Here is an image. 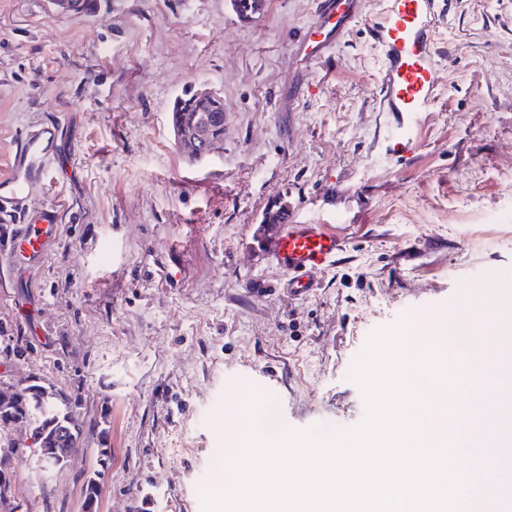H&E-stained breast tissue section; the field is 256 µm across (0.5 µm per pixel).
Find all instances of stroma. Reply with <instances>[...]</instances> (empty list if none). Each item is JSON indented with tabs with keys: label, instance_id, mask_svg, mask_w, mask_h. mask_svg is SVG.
I'll return each mask as SVG.
<instances>
[{
	"label": "stroma",
	"instance_id": "1",
	"mask_svg": "<svg viewBox=\"0 0 512 512\" xmlns=\"http://www.w3.org/2000/svg\"><path fill=\"white\" fill-rule=\"evenodd\" d=\"M97 2L0 0V176L23 135L59 125L19 208L63 210L40 264L0 253V389L51 387L82 431L63 467L14 455L12 504L84 512L92 477L97 512L146 496L150 512H205L235 399L276 397L290 429L359 425L351 372L371 334L452 312L468 282L512 268V0H436L444 81L414 122L378 96L381 0L314 66L297 38L316 0H265L246 22L232 0ZM201 87L224 99V143L192 164L170 112ZM278 200L346 244L303 298L258 237ZM472 210L491 223H461Z\"/></svg>",
	"mask_w": 512,
	"mask_h": 512
}]
</instances>
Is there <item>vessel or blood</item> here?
<instances>
[{
	"label": "vessel or blood",
	"mask_w": 512,
	"mask_h": 512,
	"mask_svg": "<svg viewBox=\"0 0 512 512\" xmlns=\"http://www.w3.org/2000/svg\"><path fill=\"white\" fill-rule=\"evenodd\" d=\"M432 0H385L381 19L369 27L370 36L381 51L380 96L390 111L410 116L428 111L434 88L441 77L432 59ZM362 16V0H317V20L312 37L303 38L299 48L311 64L322 62L340 36ZM52 143L50 133L25 143L14 157L21 165L44 152ZM22 194L18 180L0 177V222L14 230L0 250L19 252L32 263L43 261L58 229L56 206L47 207L38 221L22 219L14 207ZM280 230L270 244L278 268L285 272L289 296L308 295L316 286L313 271L335 265L344 252V241L325 223H308L295 208L281 213Z\"/></svg>",
	"instance_id": "vessel-or-blood-1"
}]
</instances>
